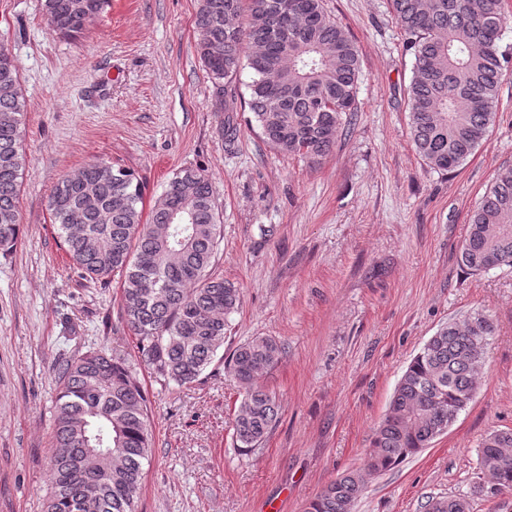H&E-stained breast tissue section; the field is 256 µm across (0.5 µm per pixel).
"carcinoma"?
I'll use <instances>...</instances> for the list:
<instances>
[{
  "label": "carcinoma",
  "instance_id": "carcinoma-1",
  "mask_svg": "<svg viewBox=\"0 0 512 512\" xmlns=\"http://www.w3.org/2000/svg\"><path fill=\"white\" fill-rule=\"evenodd\" d=\"M415 58L409 87L411 137L431 169L452 172L485 139L512 47L501 45V0H390ZM107 0H43L53 28L79 37ZM196 50L216 89L214 111H237L233 85L252 72L247 105L264 139L284 155L329 154L357 109L358 50L323 0H201ZM23 96L13 56L0 47V252L20 238ZM110 164L65 175L49 201L65 251L81 274L122 278V310L140 358L167 382L198 380L224 346V315L237 289L210 272L219 215L205 171L177 174L143 218L145 184ZM474 274L512 268V168L501 170L473 211L459 250ZM494 323L482 313L441 327L403 371L362 465L324 486L306 512H352L367 477L388 471L448 431L472 400ZM256 336L224 362L243 394L237 448L251 452L277 421L275 396L260 384L280 357ZM53 419L52 493L47 512H135L148 459L150 395L133 366L103 347L59 368ZM477 469L493 479L473 495L512 493V429L482 439ZM427 512H471L465 496L433 498Z\"/></svg>",
  "mask_w": 512,
  "mask_h": 512
}]
</instances>
